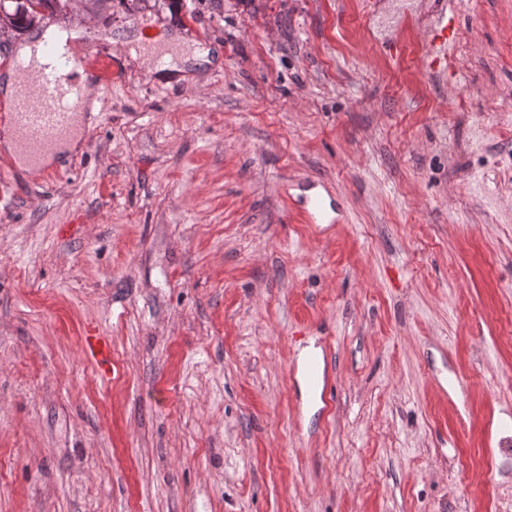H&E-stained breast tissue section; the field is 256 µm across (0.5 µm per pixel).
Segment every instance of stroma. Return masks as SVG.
I'll return each mask as SVG.
<instances>
[{"label":"stroma","instance_id":"obj_1","mask_svg":"<svg viewBox=\"0 0 512 512\" xmlns=\"http://www.w3.org/2000/svg\"><path fill=\"white\" fill-rule=\"evenodd\" d=\"M447 17L434 75L435 0L57 14L120 76L0 148V512H512V0ZM132 41L136 42L143 53L141 56L146 55V52L154 51L157 48H170L179 50L181 61L183 63L188 62H206L211 63V59H208L209 49H200L198 47L191 48L186 41L173 32H148L144 35L142 32L134 34ZM84 354L93 360L102 376L110 370L112 359V342L107 336L88 332L83 340Z\"/></svg>","mask_w":512,"mask_h":512}]
</instances>
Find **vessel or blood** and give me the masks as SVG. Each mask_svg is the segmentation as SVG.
<instances>
[{
    "instance_id": "vessel-or-blood-1",
    "label": "vessel or blood",
    "mask_w": 512,
    "mask_h": 512,
    "mask_svg": "<svg viewBox=\"0 0 512 512\" xmlns=\"http://www.w3.org/2000/svg\"><path fill=\"white\" fill-rule=\"evenodd\" d=\"M90 57L70 56L55 47L46 48L40 58L16 60L15 66L31 71L32 81L18 85L4 117L23 138L27 162L35 175H42L43 153L70 134L74 119L84 109L81 73ZM104 77H111L112 68L105 59L95 61ZM84 354L93 360L100 374H107L112 359V342L95 332L83 340Z\"/></svg>"
}]
</instances>
